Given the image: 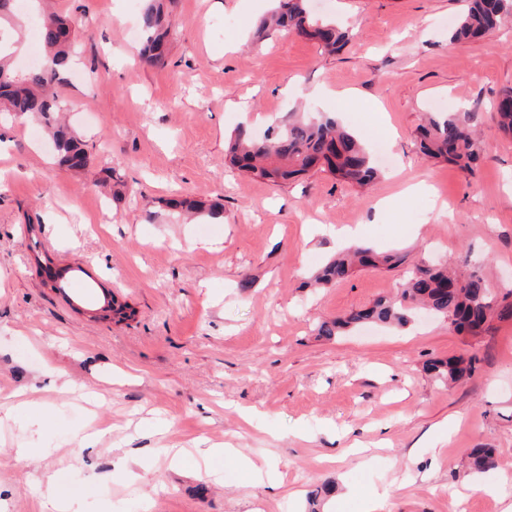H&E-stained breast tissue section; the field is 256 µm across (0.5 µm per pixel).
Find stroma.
Instances as JSON below:
<instances>
[{"instance_id":"1","label":"stroma","mask_w":512,"mask_h":512,"mask_svg":"<svg viewBox=\"0 0 512 512\" xmlns=\"http://www.w3.org/2000/svg\"><path fill=\"white\" fill-rule=\"evenodd\" d=\"M271 4L171 0L169 64L153 68L126 37L145 0H55L80 26L64 118L91 163L59 167L40 122L0 114V512H48L49 482L70 512H308L326 482L339 493L321 512H363L374 494L380 512L512 502V320L473 339L419 313L327 339L321 322L393 296L403 271L312 282L357 243L464 263L512 290V137L493 121L512 25L461 47L449 32L463 0H312L351 33L329 55L295 34L254 41ZM319 86L340 99L311 103ZM314 110L368 149L384 142L372 189L225 169L237 127L260 135ZM464 110L485 143L472 177L416 146L426 114ZM417 182L427 191L406 194ZM173 195L222 212L178 216L161 204ZM36 248L50 269L31 262ZM52 270L64 290L47 288ZM107 293L133 316L101 317ZM460 355L477 358L463 382L425 370ZM196 446L236 449L272 480L165 454ZM475 447L494 449V469L471 473Z\"/></svg>"}]
</instances>
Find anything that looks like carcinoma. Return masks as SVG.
I'll use <instances>...</instances> for the list:
<instances>
[{
  "label": "carcinoma",
  "instance_id": "1",
  "mask_svg": "<svg viewBox=\"0 0 512 512\" xmlns=\"http://www.w3.org/2000/svg\"><path fill=\"white\" fill-rule=\"evenodd\" d=\"M15 0H0V30L19 32ZM36 2L37 25L46 49L43 65L17 72L13 63L16 41L0 35V111L38 119L52 136L57 163L71 171L85 169L90 163L86 144L70 128L59 122L62 103L58 87L65 82L70 67V49L76 20L42 9ZM310 0H276V7L259 21L260 36L272 30L295 32L317 42L327 54L340 51L349 41V33L331 20L312 14ZM512 17V0H468L450 33V40L465 45L491 35ZM144 36L141 61L150 67L168 65L172 28L166 20L161 0H147L140 17ZM498 127L512 135V88L502 91L496 103ZM478 114H447L433 117L420 125L417 134L420 151L431 158L474 175L482 157L476 138ZM227 163L247 176L274 183H284L314 171L327 172L335 178L366 186L378 178V170L363 143L343 128L329 113L308 117L289 114L278 127L258 138L240 128L230 140ZM174 210L206 211L212 215L220 206L201 205L187 200L166 202ZM406 262L402 255H377L355 246L332 259L317 276L329 285L346 279L356 267L383 266L396 269ZM448 319L453 330L466 336H480L498 320L512 319V290L496 299L484 278L476 271L451 272L446 266L416 268L400 284L394 298H380L373 305L322 323L317 335L331 338L363 323L404 326L415 306ZM476 358L436 359L427 366L435 379L458 382L475 370ZM471 466L486 472L496 466L493 450L473 448Z\"/></svg>",
  "mask_w": 512,
  "mask_h": 512
}]
</instances>
